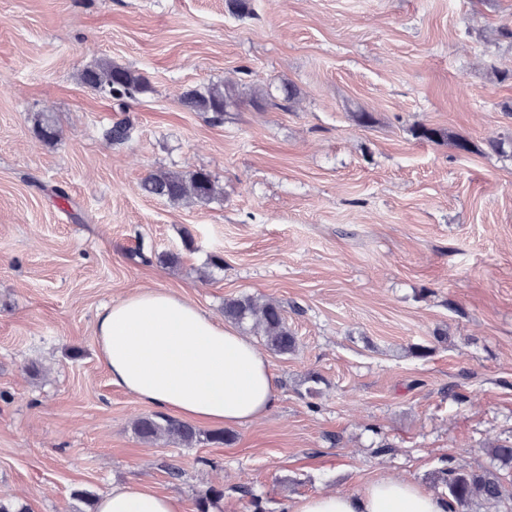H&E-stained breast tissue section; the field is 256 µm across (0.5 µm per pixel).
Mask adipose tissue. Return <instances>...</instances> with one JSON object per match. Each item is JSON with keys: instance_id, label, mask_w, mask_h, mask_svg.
I'll use <instances>...</instances> for the list:
<instances>
[{"instance_id": "adipose-tissue-1", "label": "adipose tissue", "mask_w": 512, "mask_h": 512, "mask_svg": "<svg viewBox=\"0 0 512 512\" xmlns=\"http://www.w3.org/2000/svg\"><path fill=\"white\" fill-rule=\"evenodd\" d=\"M99 355L113 385L161 411L207 424L251 423L276 402L268 362L237 329L189 300L145 289L103 308ZM446 498L393 475L355 494L313 493L290 512H449ZM96 512H181L179 501L146 487L117 486Z\"/></svg>"}]
</instances>
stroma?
Listing matches in <instances>:
<instances>
[{
	"instance_id": "stroma-1",
	"label": "stroma",
	"mask_w": 512,
	"mask_h": 512,
	"mask_svg": "<svg viewBox=\"0 0 512 512\" xmlns=\"http://www.w3.org/2000/svg\"><path fill=\"white\" fill-rule=\"evenodd\" d=\"M249 5L0 0V499L81 512L78 492L129 484L182 512L211 489L208 512H253L247 487L287 512L383 474L443 496L450 461L497 473L512 512V466L491 454L512 443V155L490 148L512 135V0ZM102 59L150 91L120 105L81 83ZM260 80L293 85L289 108L254 107ZM225 81L241 104L223 124L182 106ZM42 113L60 142L35 134ZM120 120L128 139H109ZM420 125L473 150L415 139ZM160 168L205 169L222 194L144 195ZM143 287L219 320L230 297L282 303L297 349L267 353L276 402L232 442L135 436L155 409L112 385L95 324Z\"/></svg>"
}]
</instances>
